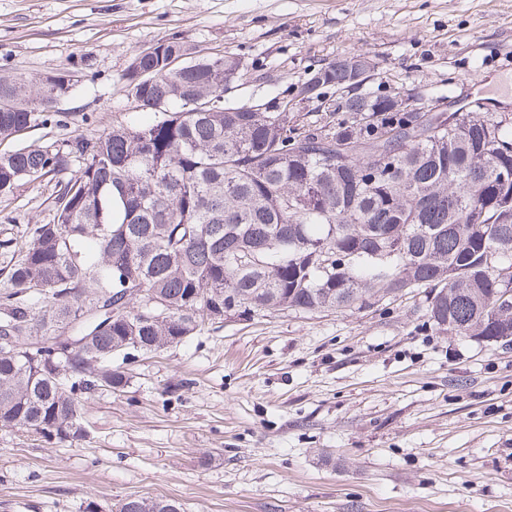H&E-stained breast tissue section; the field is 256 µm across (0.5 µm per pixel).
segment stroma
<instances>
[{
  "label": "stroma",
  "mask_w": 512,
  "mask_h": 512,
  "mask_svg": "<svg viewBox=\"0 0 512 512\" xmlns=\"http://www.w3.org/2000/svg\"><path fill=\"white\" fill-rule=\"evenodd\" d=\"M172 37L241 59L228 106L274 108L313 68L363 53V93L512 113V0H0V76L72 84L0 153L153 121L122 76ZM53 192L20 182L0 199V237L51 222ZM129 369L127 387L87 401L81 441L0 429V512L131 495L186 512H512V345L431 327L423 291L228 316Z\"/></svg>",
  "instance_id": "35a3bbf8"
}]
</instances>
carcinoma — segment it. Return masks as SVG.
Wrapping results in <instances>:
<instances>
[{"instance_id": "cac0c4a2", "label": "carcinoma", "mask_w": 512, "mask_h": 512, "mask_svg": "<svg viewBox=\"0 0 512 512\" xmlns=\"http://www.w3.org/2000/svg\"><path fill=\"white\" fill-rule=\"evenodd\" d=\"M175 52L189 60L173 71ZM346 60L313 70L322 87L369 73L366 55ZM242 77L235 56L163 40L123 75L154 122L0 154V197L22 180L58 187L51 223L0 239L1 429L85 438L84 399L131 381L114 358L160 354L228 313L353 312L422 288L436 329L512 342L499 296L512 289V117L412 116L354 92L329 138L291 112L224 106ZM70 89L0 76V138L44 122ZM65 326L95 364L76 356L60 372L49 342ZM113 512L184 507L129 496Z\"/></svg>"}]
</instances>
